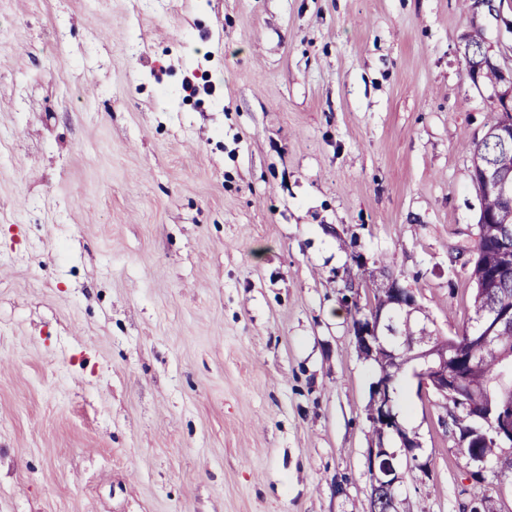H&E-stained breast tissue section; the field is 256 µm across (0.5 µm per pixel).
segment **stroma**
Listing matches in <instances>:
<instances>
[{"label":"stroma","instance_id":"35a3bbf8","mask_svg":"<svg viewBox=\"0 0 512 512\" xmlns=\"http://www.w3.org/2000/svg\"><path fill=\"white\" fill-rule=\"evenodd\" d=\"M476 30L512 67V0H0V512H371L341 297L471 325ZM414 369L399 512H512Z\"/></svg>","mask_w":512,"mask_h":512}]
</instances>
